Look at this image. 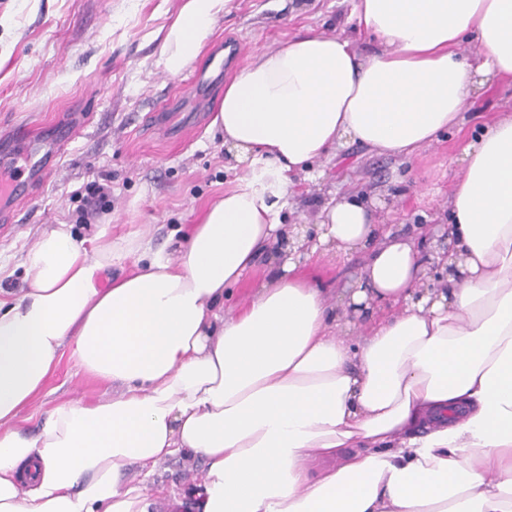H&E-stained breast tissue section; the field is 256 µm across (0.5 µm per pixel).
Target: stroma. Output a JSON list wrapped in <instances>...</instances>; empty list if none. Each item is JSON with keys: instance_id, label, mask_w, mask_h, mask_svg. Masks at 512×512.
<instances>
[{"instance_id": "stroma-1", "label": "stroma", "mask_w": 512, "mask_h": 512, "mask_svg": "<svg viewBox=\"0 0 512 512\" xmlns=\"http://www.w3.org/2000/svg\"><path fill=\"white\" fill-rule=\"evenodd\" d=\"M179 0H0V131L17 122L31 126L54 172L37 183L17 207L12 230L0 233V292L25 285L22 259L38 234L78 223L72 194L88 183L111 189L96 222L113 234L140 231L162 245L172 229L194 223L212 200L243 177L245 169L227 152L209 125L224 96V81L256 52L275 48L299 33L349 39L357 49L369 36L352 19L353 0H230L203 55L173 76L155 64L154 33L172 21ZM470 129L499 112H512V86L490 82L468 103ZM77 127L67 144L58 131ZM460 137L422 147L412 159L378 154L347 144L318 165L323 175L298 187L282 220L314 231L322 202L332 194L356 192L379 202L375 215L386 227L426 238L446 223L448 199L461 177ZM362 254L316 257L310 267L330 288L356 277ZM118 387L86 376L63 357L44 392L22 413L21 425L39 428L56 403L95 401ZM200 466L160 463L153 491L157 512H188L174 497L201 480Z\"/></svg>"}]
</instances>
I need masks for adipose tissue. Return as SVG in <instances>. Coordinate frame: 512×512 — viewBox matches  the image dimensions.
Segmentation results:
<instances>
[{"label":"adipose tissue","instance_id":"adipose-tissue-1","mask_svg":"<svg viewBox=\"0 0 512 512\" xmlns=\"http://www.w3.org/2000/svg\"><path fill=\"white\" fill-rule=\"evenodd\" d=\"M228 3L182 0L157 67L196 61ZM353 17L370 52L299 35L225 84L211 126L247 172L174 253L68 224L26 252V288L0 299V512H155L153 469L175 457L203 464L194 512H512V113L460 145L447 245L380 231L357 194L323 205L318 246L365 255L345 309L281 220L317 160L350 142L411 158L465 128L473 91L512 85V0H356ZM273 244L278 272L252 279ZM66 355L119 395L23 431Z\"/></svg>","mask_w":512,"mask_h":512}]
</instances>
